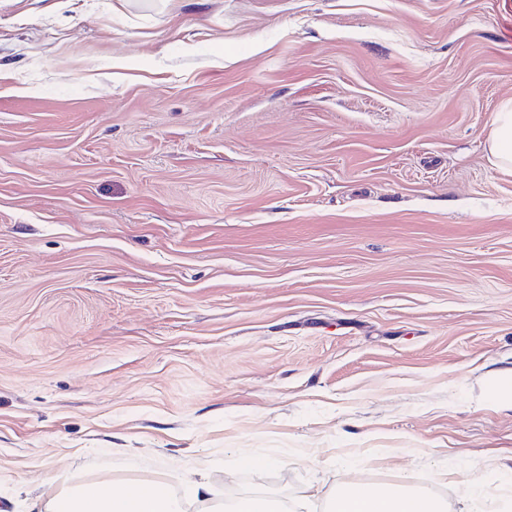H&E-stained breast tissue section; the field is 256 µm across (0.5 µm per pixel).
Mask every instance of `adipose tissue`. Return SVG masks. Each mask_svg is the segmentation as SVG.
I'll return each instance as SVG.
<instances>
[{"label": "adipose tissue", "mask_w": 512, "mask_h": 512, "mask_svg": "<svg viewBox=\"0 0 512 512\" xmlns=\"http://www.w3.org/2000/svg\"><path fill=\"white\" fill-rule=\"evenodd\" d=\"M488 152L496 167L512 170V100L493 115ZM49 482L54 489L46 494L18 487L29 512H288L283 502L264 493L224 503L204 478L181 495L159 481L124 487L111 480L70 484L53 476ZM325 512H446V507L427 490L344 485L328 497Z\"/></svg>", "instance_id": "1"}]
</instances>
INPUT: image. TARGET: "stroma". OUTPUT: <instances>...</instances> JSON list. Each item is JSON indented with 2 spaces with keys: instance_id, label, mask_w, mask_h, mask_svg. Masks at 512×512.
Wrapping results in <instances>:
<instances>
[{
  "instance_id": "1",
  "label": "stroma",
  "mask_w": 512,
  "mask_h": 512,
  "mask_svg": "<svg viewBox=\"0 0 512 512\" xmlns=\"http://www.w3.org/2000/svg\"><path fill=\"white\" fill-rule=\"evenodd\" d=\"M511 98L512 0H0V512L512 488ZM488 152L496 167L512 170V100L504 102L493 115ZM49 483L56 487L46 494L34 495L22 485L16 489L25 495L28 512H288L283 502L264 493L245 494L224 505L204 476L182 495L159 481L123 487L111 480L68 484L51 476Z\"/></svg>"
}]
</instances>
